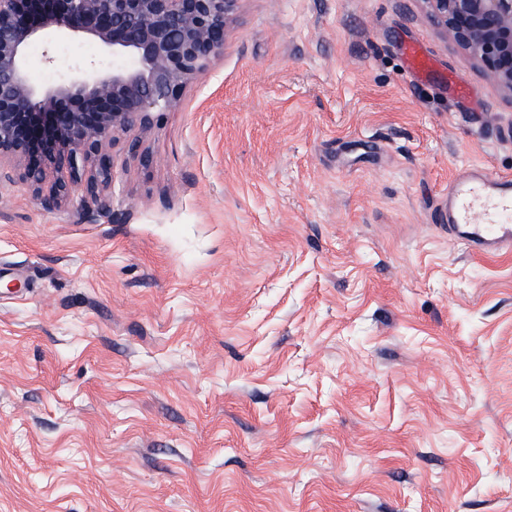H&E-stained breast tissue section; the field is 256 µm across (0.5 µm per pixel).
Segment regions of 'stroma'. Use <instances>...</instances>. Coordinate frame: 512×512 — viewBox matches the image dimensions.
<instances>
[{"instance_id": "1", "label": "stroma", "mask_w": 512, "mask_h": 512, "mask_svg": "<svg viewBox=\"0 0 512 512\" xmlns=\"http://www.w3.org/2000/svg\"><path fill=\"white\" fill-rule=\"evenodd\" d=\"M133 136L108 217L0 180V512H512V253L437 213L512 101L421 0H242Z\"/></svg>"}]
</instances>
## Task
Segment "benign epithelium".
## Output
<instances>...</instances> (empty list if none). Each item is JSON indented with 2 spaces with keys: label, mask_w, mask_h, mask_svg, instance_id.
Masks as SVG:
<instances>
[{
  "label": "benign epithelium",
  "mask_w": 512,
  "mask_h": 512,
  "mask_svg": "<svg viewBox=\"0 0 512 512\" xmlns=\"http://www.w3.org/2000/svg\"><path fill=\"white\" fill-rule=\"evenodd\" d=\"M242 0H0V174L46 210L78 203L112 214L115 152L147 162L125 135L179 106L212 58ZM426 15L512 98V0H422ZM80 36L99 56L76 60L45 90L26 55Z\"/></svg>",
  "instance_id": "1"
}]
</instances>
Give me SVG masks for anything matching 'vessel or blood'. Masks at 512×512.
<instances>
[{"mask_svg":"<svg viewBox=\"0 0 512 512\" xmlns=\"http://www.w3.org/2000/svg\"><path fill=\"white\" fill-rule=\"evenodd\" d=\"M448 237L473 254L512 251V179L459 176L448 185L440 207Z\"/></svg>","mask_w":512,"mask_h":512,"instance_id":"1","label":"vessel or blood"}]
</instances>
